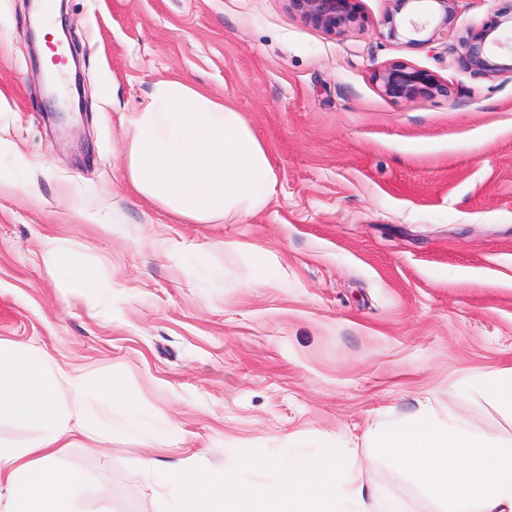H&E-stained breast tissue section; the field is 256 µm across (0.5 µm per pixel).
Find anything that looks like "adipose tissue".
I'll return each instance as SVG.
<instances>
[{"mask_svg":"<svg viewBox=\"0 0 512 512\" xmlns=\"http://www.w3.org/2000/svg\"><path fill=\"white\" fill-rule=\"evenodd\" d=\"M132 125L130 182L168 213L211 224L256 214L275 193L271 160L241 113L185 83H156ZM44 258L54 276L95 298L98 273L74 250L51 241ZM132 404L117 379L93 381L43 351L0 341V420L33 432L0 440V512H74L84 476L60 467L59 453L100 436L101 410ZM379 452L399 462L436 512H512V448L440 419L430 405L390 429Z\"/></svg>","mask_w":512,"mask_h":512,"instance_id":"1","label":"adipose tissue"}]
</instances>
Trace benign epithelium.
<instances>
[{
    "label": "benign epithelium",
    "instance_id": "obj_1",
    "mask_svg": "<svg viewBox=\"0 0 512 512\" xmlns=\"http://www.w3.org/2000/svg\"><path fill=\"white\" fill-rule=\"evenodd\" d=\"M293 10L311 25L328 31L362 25L357 0H289ZM390 9L384 18L387 39L409 46H428L442 34L455 30V0H430L434 25L406 19L405 14L420 0H389ZM512 31V2L502 6L477 28L457 37V63L462 69L483 77L512 75V44L507 45L493 34ZM507 48L510 55L493 57L488 46ZM380 90L391 98H429L443 91L442 83L425 70L402 63H393L373 74Z\"/></svg>",
    "mask_w": 512,
    "mask_h": 512
}]
</instances>
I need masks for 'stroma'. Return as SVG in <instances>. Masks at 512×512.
Listing matches in <instances>:
<instances>
[{"instance_id":"obj_1","label":"stroma","mask_w":512,"mask_h":512,"mask_svg":"<svg viewBox=\"0 0 512 512\" xmlns=\"http://www.w3.org/2000/svg\"><path fill=\"white\" fill-rule=\"evenodd\" d=\"M357 7L334 33L289 0H66L86 109L54 118L25 6L0 0V339L120 378L131 421L179 432L159 448L116 423L64 449L80 512H167L152 461L324 445L354 450L367 512H433L374 434L426 403L512 441L478 385L512 368V77L462 70L455 35L387 40L388 0ZM391 63L447 93L386 96ZM162 80L242 113L277 179L263 211L195 224L131 187L129 119ZM50 238L97 266L94 302L49 275Z\"/></svg>"}]
</instances>
